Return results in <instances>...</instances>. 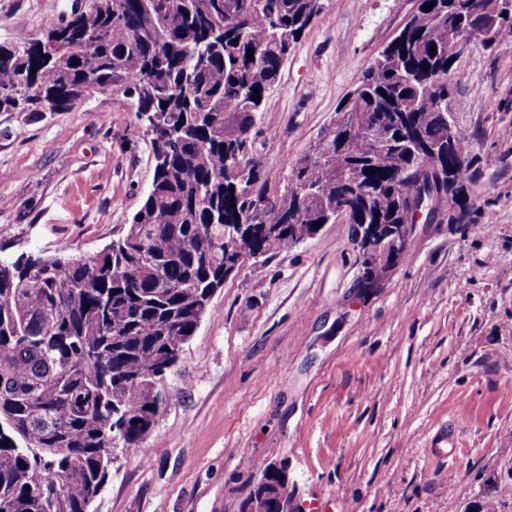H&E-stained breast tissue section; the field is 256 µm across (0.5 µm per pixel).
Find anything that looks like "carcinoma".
<instances>
[{
  "mask_svg": "<svg viewBox=\"0 0 512 512\" xmlns=\"http://www.w3.org/2000/svg\"><path fill=\"white\" fill-rule=\"evenodd\" d=\"M317 0H91L41 38L0 44V111L57 112L95 90L133 100L154 159L125 233L95 259L0 257V512H92L114 451L148 439L175 365L227 253L257 260L296 245L336 207L353 224L415 223L419 171L468 214L474 136L448 123L459 54L448 28L496 23L491 0H416L396 37L341 101L282 191L253 153L267 90L319 14ZM434 7L425 9V4ZM436 54H431V50ZM268 463L257 492L286 491ZM512 494L495 485L478 512Z\"/></svg>",
  "mask_w": 512,
  "mask_h": 512,
  "instance_id": "cac0c4a2",
  "label": "carcinoma"
}]
</instances>
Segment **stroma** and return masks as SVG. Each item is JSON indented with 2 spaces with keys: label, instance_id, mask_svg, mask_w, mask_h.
<instances>
[{
  "label": "stroma",
  "instance_id": "35a3bbf8",
  "mask_svg": "<svg viewBox=\"0 0 512 512\" xmlns=\"http://www.w3.org/2000/svg\"><path fill=\"white\" fill-rule=\"evenodd\" d=\"M75 2L0 0V43L42 37ZM321 3L257 118L275 190L415 7ZM451 80L478 157L467 223L420 221L375 288L349 224L243 264L166 377L142 450H116L93 512H242L273 458L306 512H477L488 481L512 485V38L472 43ZM144 125L109 91L0 112V249L79 257L121 236L153 181ZM443 426L456 445L436 462Z\"/></svg>",
  "mask_w": 512,
  "mask_h": 512
}]
</instances>
